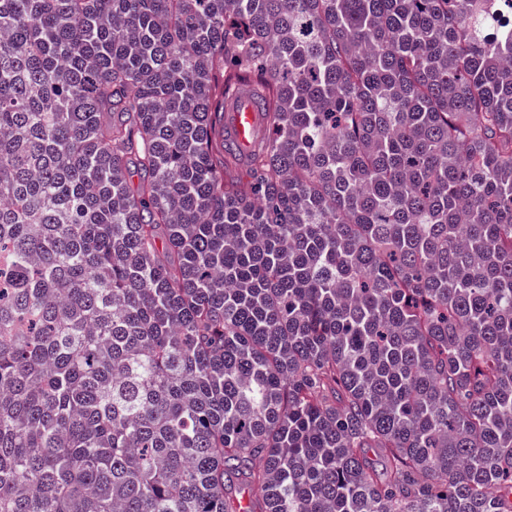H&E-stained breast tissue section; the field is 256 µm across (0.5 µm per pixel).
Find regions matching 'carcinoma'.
<instances>
[{"label":"carcinoma","mask_w":512,"mask_h":512,"mask_svg":"<svg viewBox=\"0 0 512 512\" xmlns=\"http://www.w3.org/2000/svg\"><path fill=\"white\" fill-rule=\"evenodd\" d=\"M0 512H512V0H0ZM225 112L226 137L244 151L262 126L261 111L249 94L242 93L227 102Z\"/></svg>","instance_id":"obj_1"}]
</instances>
